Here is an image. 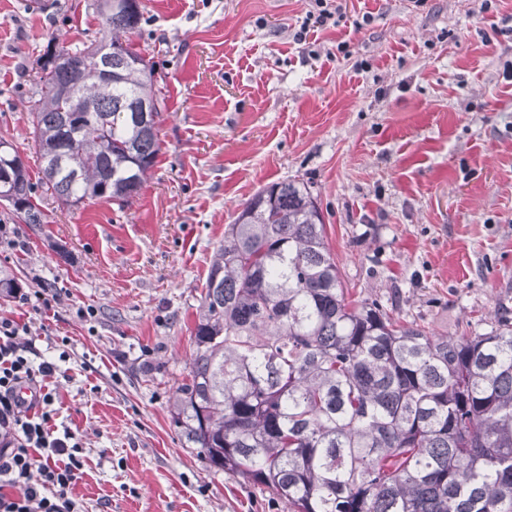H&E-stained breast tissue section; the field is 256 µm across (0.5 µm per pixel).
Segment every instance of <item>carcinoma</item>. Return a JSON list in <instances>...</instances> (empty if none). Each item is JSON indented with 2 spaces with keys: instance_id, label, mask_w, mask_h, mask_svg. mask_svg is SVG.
<instances>
[{
  "instance_id": "obj_1",
  "label": "carcinoma",
  "mask_w": 512,
  "mask_h": 512,
  "mask_svg": "<svg viewBox=\"0 0 512 512\" xmlns=\"http://www.w3.org/2000/svg\"><path fill=\"white\" fill-rule=\"evenodd\" d=\"M100 38L37 59L39 180L69 208L132 199L160 147L138 0ZM112 55V77L95 57ZM20 155L0 201L43 223ZM309 187L273 182L224 228L171 419L210 466L288 512H512V318L437 336L345 288Z\"/></svg>"
}]
</instances>
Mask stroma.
<instances>
[{"instance_id": "35a3bbf8", "label": "stroma", "mask_w": 512, "mask_h": 512, "mask_svg": "<svg viewBox=\"0 0 512 512\" xmlns=\"http://www.w3.org/2000/svg\"><path fill=\"white\" fill-rule=\"evenodd\" d=\"M93 2L0 0V137L30 170L33 67L95 38ZM141 2L155 164L125 204L41 191L42 224L0 204L24 245L0 268L62 291L40 314L0 299V315L38 348L69 340L54 420L82 436V512H286L171 421L224 227L261 187L300 180L345 286L391 316L460 336L512 313V0H341L336 26L309 29L310 0Z\"/></svg>"}]
</instances>
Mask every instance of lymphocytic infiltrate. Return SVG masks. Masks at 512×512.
<instances>
[{
	"mask_svg": "<svg viewBox=\"0 0 512 512\" xmlns=\"http://www.w3.org/2000/svg\"><path fill=\"white\" fill-rule=\"evenodd\" d=\"M27 325L0 317V512H81L74 486L82 446L52 426L57 367L38 361Z\"/></svg>",
	"mask_w": 512,
	"mask_h": 512,
	"instance_id": "f902f5d3",
	"label": "lymphocytic infiltrate"
}]
</instances>
